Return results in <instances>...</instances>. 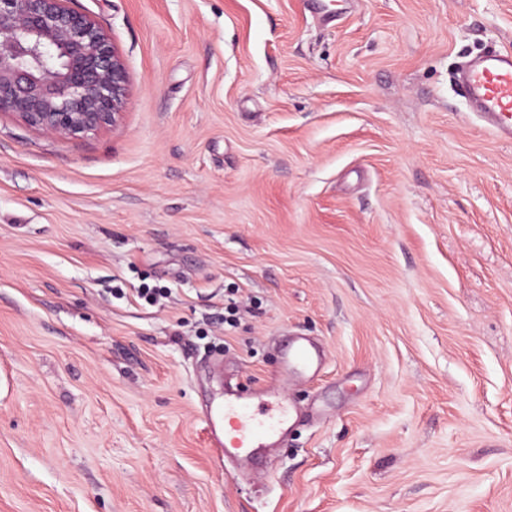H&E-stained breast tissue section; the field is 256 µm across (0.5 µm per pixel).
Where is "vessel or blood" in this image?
Segmentation results:
<instances>
[{"instance_id":"1","label":"vessel or blood","mask_w":512,"mask_h":512,"mask_svg":"<svg viewBox=\"0 0 512 512\" xmlns=\"http://www.w3.org/2000/svg\"><path fill=\"white\" fill-rule=\"evenodd\" d=\"M461 79L482 120L499 137L512 139V55L484 52L468 62ZM320 361L319 352L304 338H294L283 356L280 375L288 377ZM291 416V408L276 387H268L254 400L225 391L223 402L208 415L211 450L220 460L242 457L251 465H261Z\"/></svg>"}]
</instances>
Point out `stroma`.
<instances>
[{"label":"stroma","instance_id":"stroma-1","mask_svg":"<svg viewBox=\"0 0 512 512\" xmlns=\"http://www.w3.org/2000/svg\"><path fill=\"white\" fill-rule=\"evenodd\" d=\"M72 5L129 97L0 115V512H512V141L455 78L512 0ZM296 334L302 417L239 475L209 361L251 395Z\"/></svg>","mask_w":512,"mask_h":512}]
</instances>
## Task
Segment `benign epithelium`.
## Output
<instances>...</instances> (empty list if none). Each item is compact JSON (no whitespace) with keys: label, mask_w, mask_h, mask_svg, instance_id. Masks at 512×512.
<instances>
[{"label":"benign epithelium","mask_w":512,"mask_h":512,"mask_svg":"<svg viewBox=\"0 0 512 512\" xmlns=\"http://www.w3.org/2000/svg\"><path fill=\"white\" fill-rule=\"evenodd\" d=\"M71 0H0V112L45 133L85 137L128 100L125 60Z\"/></svg>","instance_id":"1"}]
</instances>
